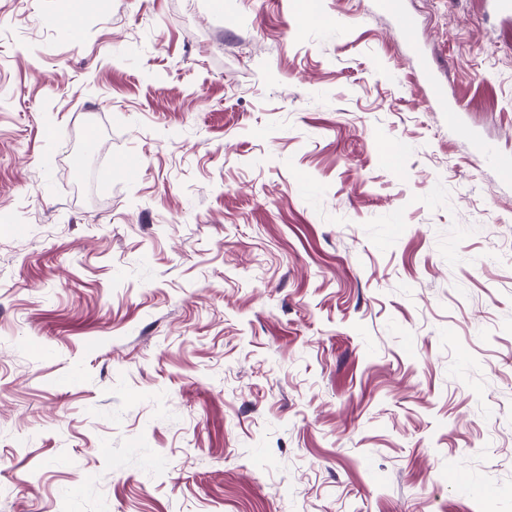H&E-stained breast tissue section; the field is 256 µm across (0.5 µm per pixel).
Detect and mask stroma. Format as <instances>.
<instances>
[{"mask_svg": "<svg viewBox=\"0 0 512 512\" xmlns=\"http://www.w3.org/2000/svg\"><path fill=\"white\" fill-rule=\"evenodd\" d=\"M403 9L0 0V512H512V18Z\"/></svg>", "mask_w": 512, "mask_h": 512, "instance_id": "35a3bbf8", "label": "stroma"}]
</instances>
